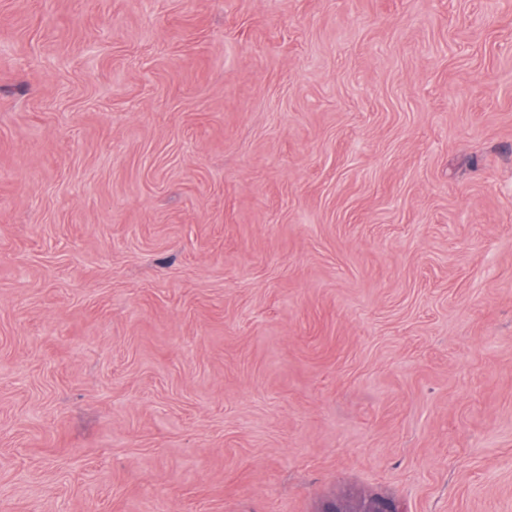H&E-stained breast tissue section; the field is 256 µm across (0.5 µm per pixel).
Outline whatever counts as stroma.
<instances>
[{"label": "stroma", "mask_w": 512, "mask_h": 512, "mask_svg": "<svg viewBox=\"0 0 512 512\" xmlns=\"http://www.w3.org/2000/svg\"><path fill=\"white\" fill-rule=\"evenodd\" d=\"M512 512V0H0V512Z\"/></svg>", "instance_id": "obj_1"}]
</instances>
